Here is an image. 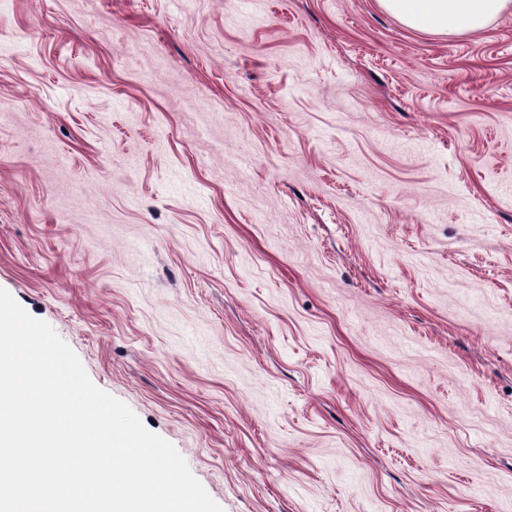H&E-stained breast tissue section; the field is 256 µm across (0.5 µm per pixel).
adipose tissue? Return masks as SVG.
Returning a JSON list of instances; mask_svg holds the SVG:
<instances>
[{
	"label": "adipose tissue",
	"mask_w": 512,
	"mask_h": 512,
	"mask_svg": "<svg viewBox=\"0 0 512 512\" xmlns=\"http://www.w3.org/2000/svg\"><path fill=\"white\" fill-rule=\"evenodd\" d=\"M404 26L438 35L463 36L512 13V0H379Z\"/></svg>",
	"instance_id": "adipose-tissue-1"
}]
</instances>
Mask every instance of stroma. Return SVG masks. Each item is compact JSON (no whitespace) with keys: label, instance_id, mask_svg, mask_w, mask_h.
I'll return each instance as SVG.
<instances>
[{"label":"stroma","instance_id":"stroma-1","mask_svg":"<svg viewBox=\"0 0 512 512\" xmlns=\"http://www.w3.org/2000/svg\"><path fill=\"white\" fill-rule=\"evenodd\" d=\"M0 288L223 512H512V14L0 0ZM404 26L438 35L482 31L507 13L511 0H378Z\"/></svg>","mask_w":512,"mask_h":512}]
</instances>
